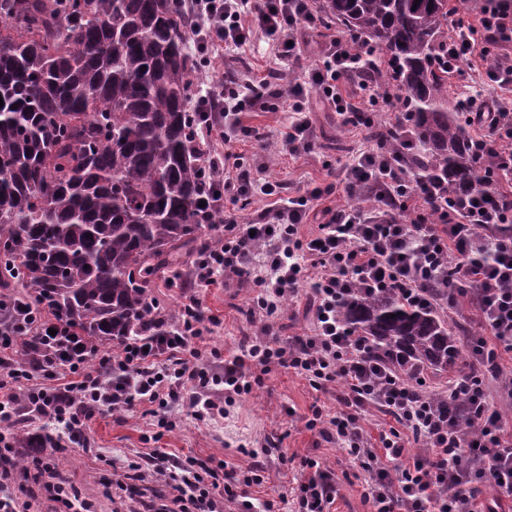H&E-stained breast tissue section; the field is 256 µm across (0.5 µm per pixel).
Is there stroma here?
Wrapping results in <instances>:
<instances>
[{"instance_id":"35a3bbf8","label":"stroma","mask_w":512,"mask_h":512,"mask_svg":"<svg viewBox=\"0 0 512 512\" xmlns=\"http://www.w3.org/2000/svg\"><path fill=\"white\" fill-rule=\"evenodd\" d=\"M344 31L343 25L332 20L327 27L304 34L300 65L293 69L280 63L271 46L260 38L236 53L215 51L204 75L195 77L194 82L203 92L235 72L261 76L270 71L280 73L283 81H292L302 77L314 63L326 36ZM465 96L512 102V91L487 86L484 73L477 66L448 82L449 106H456L458 99ZM312 119L317 129L312 151L297 157L274 158L270 148L286 131L292 120L291 112L284 107L273 112L245 110L241 112L240 120L257 131L258 136L235 142L232 149L243 157L245 165L266 161V179L293 189L321 183L329 170L339 168L358 150L374 145L367 129L343 125L333 112L318 107L314 109ZM252 292V284L234 279L219 280L209 287L196 289L195 295L203 310L216 319L205 336L207 348L221 353L231 351L253 335ZM315 403L335 409V390L317 391L291 371H275L266 376L251 395L231 407L226 417L200 422L193 418L189 405L180 406L176 427L158 435V443L149 441L150 435H157L156 420L146 415L142 408L114 412L104 409L96 411L88 422L86 435L90 440V451H83L80 445L71 443L63 448L48 449L45 458L54 463L57 482L90 503L91 512H145L147 504L159 502L161 497L168 495L169 489L162 483L124 489L116 484L117 468L142 461L146 453L156 447L175 462L193 456L244 467L251 460H258L265 466L268 480L253 488L252 495L258 499L276 500L280 512H291V489L301 471V460L312 458L332 468L341 485L340 494L332 506L333 512H372V505L363 499L365 473L359 462L344 454L336 443L307 430L300 422V415L308 413ZM289 407L295 409L297 420H289L285 413ZM274 432L282 434V444L277 448H266L265 439ZM242 444L256 450V457L240 454L238 447Z\"/></svg>"}]
</instances>
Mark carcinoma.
Instances as JSON below:
<instances>
[{
	"label": "carcinoma",
	"instance_id": "cac0c4a2",
	"mask_svg": "<svg viewBox=\"0 0 512 512\" xmlns=\"http://www.w3.org/2000/svg\"><path fill=\"white\" fill-rule=\"evenodd\" d=\"M329 17L372 40L395 68L372 66L411 112L405 167L469 192L474 139L448 108V0H328ZM181 0H0V286L37 314L42 303L94 343L157 330L150 284L224 206L201 203L196 62ZM342 322L406 370H446L457 333L430 307L387 291L345 301ZM48 435L22 437L29 456Z\"/></svg>",
	"mask_w": 512,
	"mask_h": 512
}]
</instances>
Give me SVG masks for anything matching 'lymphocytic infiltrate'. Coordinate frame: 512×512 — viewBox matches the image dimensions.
Here are the masks:
<instances>
[{
    "label": "lymphocytic infiltrate",
    "mask_w": 512,
    "mask_h": 512,
    "mask_svg": "<svg viewBox=\"0 0 512 512\" xmlns=\"http://www.w3.org/2000/svg\"><path fill=\"white\" fill-rule=\"evenodd\" d=\"M192 17L197 57L209 61L218 47L236 50L256 38L271 45L278 60L298 63L296 41L304 29L321 21L315 0H182ZM489 49L480 58L489 85L512 86V62L494 52L512 42V5L486 10L479 20ZM373 48L356 36H329L305 81L286 91L271 90L267 78L251 75L225 79L221 89L207 90L198 100L206 134L225 143L246 135L239 120L249 108L268 110L270 99L287 102L293 120L277 143L284 156L309 152L314 128L309 119L307 88L343 124H373L365 106L393 112L397 124L410 126L412 114L390 88L376 84L367 71ZM356 88H348L350 79ZM458 109L488 120L477 139L484 169L480 185L463 196L447 185L412 181L402 165L405 145L356 154L340 173L314 187L285 197L280 183L265 178L264 168L240 172L232 151L204 150L208 182L203 199L237 204L258 192L268 204L250 221L224 217V237L203 247L192 267V281L202 288L217 277L252 276L253 312L258 327L247 343L229 353L220 368L203 361L202 344L214 324L195 295H186L175 323L154 336L128 338L118 354L85 343L64 325L39 316L25 324L6 320L0 304V422L30 412L59 422L70 439L83 438L96 409L142 407L169 427L168 413L188 402L196 420L223 416L228 406L250 395L264 376L293 370L317 391L337 385L336 410L311 405L306 429L336 441L355 460H368L366 484L374 512H474L478 485L490 482L492 494L484 512H497L502 498L512 497V429L490 403L489 384L512 388V367L498 362L499 352L512 353V108L487 109L485 101L461 99ZM223 127H216V114ZM343 193L346 204L326 208L316 234L305 236L315 201ZM456 263H449L450 253ZM263 272L251 275L254 261ZM313 293L314 330L307 336L277 339L276 319L299 288ZM397 291L412 305L447 308V292L474 295L486 335L468 347L478 365L449 382L444 391H427L424 380H409L370 358L357 333L338 321L342 301L356 293ZM33 342L31 360L19 363L18 342ZM52 387H43V380ZM394 425L371 442L361 420L370 409ZM422 443L410 451L407 440ZM11 435L0 433V512H30L14 489L18 466ZM166 452L153 450L141 467V481L165 480L168 501L153 512H224L228 501L243 512L255 504L239 499L237 487L261 484L265 469H246L221 462L211 467L186 459L170 471ZM305 475L293 493L297 512H330L338 488L331 468L305 461Z\"/></svg>",
    "instance_id": "1"
}]
</instances>
